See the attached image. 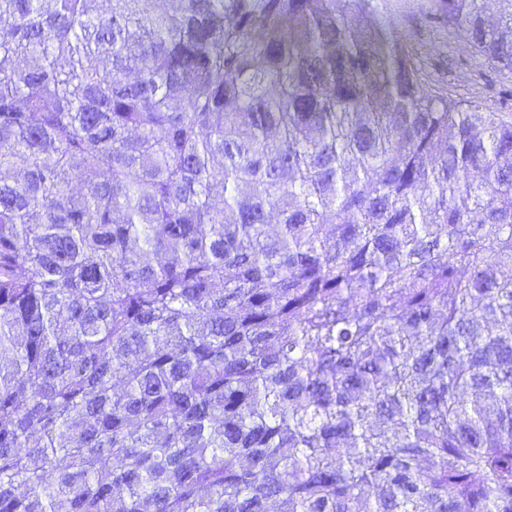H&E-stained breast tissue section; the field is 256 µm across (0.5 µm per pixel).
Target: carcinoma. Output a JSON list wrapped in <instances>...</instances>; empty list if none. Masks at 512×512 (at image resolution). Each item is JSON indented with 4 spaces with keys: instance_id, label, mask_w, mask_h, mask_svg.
<instances>
[{
    "instance_id": "cac0c4a2",
    "label": "carcinoma",
    "mask_w": 512,
    "mask_h": 512,
    "mask_svg": "<svg viewBox=\"0 0 512 512\" xmlns=\"http://www.w3.org/2000/svg\"><path fill=\"white\" fill-rule=\"evenodd\" d=\"M108 3L0 0V512H512V123L375 0Z\"/></svg>"
}]
</instances>
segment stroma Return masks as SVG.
<instances>
[{"label":"stroma","instance_id":"1","mask_svg":"<svg viewBox=\"0 0 512 512\" xmlns=\"http://www.w3.org/2000/svg\"><path fill=\"white\" fill-rule=\"evenodd\" d=\"M426 0H377L380 14L401 38L431 91L490 107L512 122V73L488 66Z\"/></svg>","mask_w":512,"mask_h":512}]
</instances>
